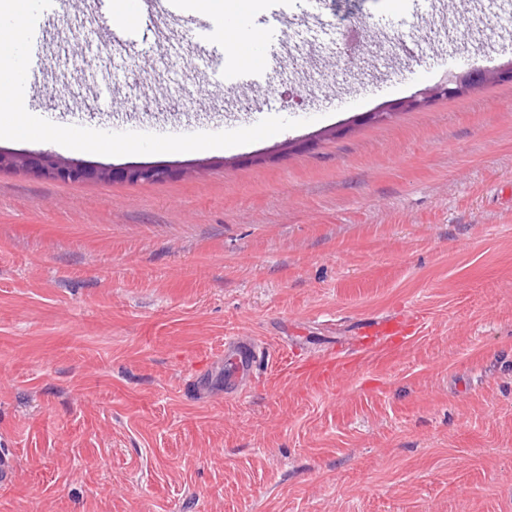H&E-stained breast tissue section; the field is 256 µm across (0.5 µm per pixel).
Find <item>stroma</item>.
I'll return each mask as SVG.
<instances>
[{
    "instance_id": "1",
    "label": "stroma",
    "mask_w": 512,
    "mask_h": 512,
    "mask_svg": "<svg viewBox=\"0 0 512 512\" xmlns=\"http://www.w3.org/2000/svg\"><path fill=\"white\" fill-rule=\"evenodd\" d=\"M489 2L263 0L264 47L288 53L251 88L226 69L234 15L181 0L122 29L123 47L98 0L39 16L52 84L27 99L55 123L302 125L122 156L0 139L173 170L0 169V454L15 462L0 512H512V82L406 105L451 76L439 57L512 61ZM83 8L100 47L73 37ZM349 26L375 41L363 55L338 49ZM387 35L416 54L382 48ZM385 316L416 327L395 356L325 387L299 373ZM234 334L262 350L242 391L224 384ZM170 171L161 166H140L128 170H121L119 176L121 179L131 181H157L169 176Z\"/></svg>"
}]
</instances>
